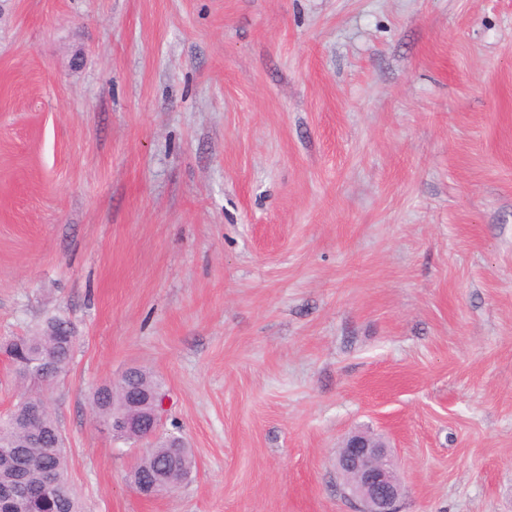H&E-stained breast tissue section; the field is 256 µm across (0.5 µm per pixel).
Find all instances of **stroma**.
I'll return each mask as SVG.
<instances>
[{
	"label": "stroma",
	"instance_id": "stroma-1",
	"mask_svg": "<svg viewBox=\"0 0 512 512\" xmlns=\"http://www.w3.org/2000/svg\"><path fill=\"white\" fill-rule=\"evenodd\" d=\"M54 317L84 512H353L359 429L402 512H512V0H0V340ZM131 372L127 381L125 375ZM128 387L126 391L125 386ZM161 384L154 376L143 369L132 368L127 370L115 383L106 384L92 394V403L100 421L112 424V434L119 431L134 439L150 438L157 430L159 422V408L149 395L157 396V405L160 406L162 397ZM129 392L148 393L134 397L128 402L129 412L113 420V416L123 413ZM347 496L359 503L356 512H399L404 485L395 460L382 440L356 432L343 444L337 459ZM177 438L174 435L159 438L152 448H148L131 469L130 483L146 484L159 471L166 472L170 482L178 483L187 469L195 465V460L190 448L183 443L180 448H175Z\"/></svg>",
	"mask_w": 512,
	"mask_h": 512
}]
</instances>
